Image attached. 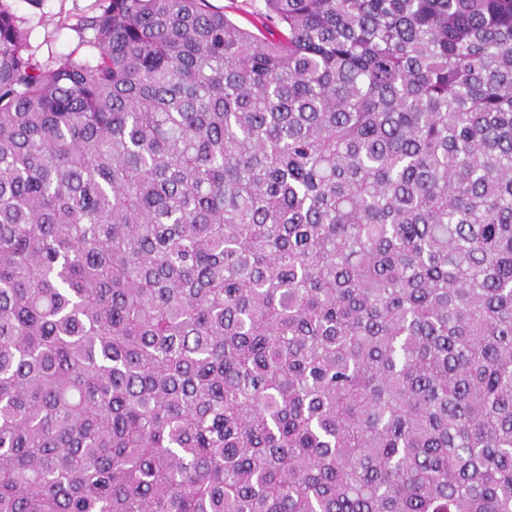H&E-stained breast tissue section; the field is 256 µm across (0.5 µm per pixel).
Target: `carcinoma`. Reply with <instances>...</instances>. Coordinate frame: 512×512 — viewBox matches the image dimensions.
Wrapping results in <instances>:
<instances>
[{
    "mask_svg": "<svg viewBox=\"0 0 512 512\" xmlns=\"http://www.w3.org/2000/svg\"><path fill=\"white\" fill-rule=\"evenodd\" d=\"M0 0V512H512V0ZM13 12L27 32L29 53L44 62L49 56L73 51L79 36L76 24L95 11L96 0H10ZM216 11H223L240 26L254 30L250 21L253 14L264 10V0H209Z\"/></svg>",
    "mask_w": 512,
    "mask_h": 512,
    "instance_id": "1",
    "label": "carcinoma"
}]
</instances>
